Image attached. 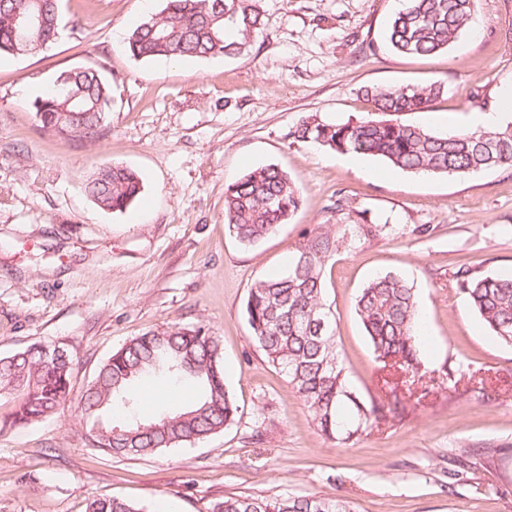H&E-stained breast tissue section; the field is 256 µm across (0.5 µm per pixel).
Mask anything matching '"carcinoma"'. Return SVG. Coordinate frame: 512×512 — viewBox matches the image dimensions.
<instances>
[{
  "label": "carcinoma",
  "instance_id": "obj_1",
  "mask_svg": "<svg viewBox=\"0 0 512 512\" xmlns=\"http://www.w3.org/2000/svg\"><path fill=\"white\" fill-rule=\"evenodd\" d=\"M476 4L477 0H405L389 22L387 40L405 56L446 51L468 28ZM60 8V0H0V56H26L55 44ZM31 13L41 15L42 21L23 36L17 20ZM263 25L260 0H165L161 12L131 30L126 49L146 61L232 57L252 47ZM60 76L71 98L52 85L32 103L36 120L58 135L100 137L111 112V83L91 67L66 70ZM444 92V86L435 84L367 87L363 96L386 118L345 124L307 118L289 136L341 153L380 157L411 173L455 177L511 170L512 122L438 135L398 119L428 108ZM76 104L79 117L61 119V113L74 111ZM141 189L139 173L123 166L95 172L85 184L94 202L112 212L127 209ZM300 204L299 189L286 171L274 165L257 167L226 187L224 224L239 242L252 245L287 223ZM346 241L343 225H316L285 274L252 285L245 307L253 340L268 362L287 376L314 427L343 443L406 411L399 400L389 409L366 405L349 387L336 348V317L325 297L327 264ZM453 279L491 335L511 347L512 277L483 275L461 265ZM355 312L376 361L421 377L420 318L413 283L392 272L379 274L361 289ZM72 372L71 353L51 344L33 343L0 357V399L16 402L0 420V431L56 414L69 400ZM149 378L192 382L197 394L177 411L140 420L136 406ZM115 407L125 410L123 420L104 419ZM76 410L86 419L81 434L85 446L109 455L144 456L222 431L235 421L239 406L225 384L219 337L203 325H174L132 338L113 352L86 386ZM86 512H145V507L118 498L93 499ZM210 512L356 510L336 498L238 495L212 503Z\"/></svg>",
  "mask_w": 512,
  "mask_h": 512
}]
</instances>
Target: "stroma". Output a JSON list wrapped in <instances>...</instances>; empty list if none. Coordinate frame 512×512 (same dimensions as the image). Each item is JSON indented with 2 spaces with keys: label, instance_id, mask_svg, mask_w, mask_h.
Returning <instances> with one entry per match:
<instances>
[{
  "label": "stroma",
  "instance_id": "stroma-1",
  "mask_svg": "<svg viewBox=\"0 0 512 512\" xmlns=\"http://www.w3.org/2000/svg\"><path fill=\"white\" fill-rule=\"evenodd\" d=\"M161 6L62 0L51 48L0 58V356L40 341L68 349L74 400L131 338L203 323L222 340L241 415L202 442L106 456L84 445L72 400L0 433V512H85L96 498L209 512L249 494L335 497L357 512H512V347L489 335L452 277L462 264L512 275V173L422 175L368 156L352 169L340 153L288 136L308 117L346 123L374 113L360 93L372 85L443 84L445 95L405 121L440 134L471 129L512 84V0H478L471 32L428 57L385 44L401 0H261L264 27L248 53L134 60L126 37ZM74 67L112 84V111L93 141L54 136L30 107ZM266 164L288 172L302 202L287 224L246 246L224 223V191ZM110 165L143 180L122 212L100 209L84 190ZM363 222L390 230L351 236L325 274L350 386L385 404L398 382L375 361L354 309L363 285L387 271L415 286L430 385L407 417L340 445L267 362L245 305L252 284L285 272L315 225ZM151 385L138 405L143 418L192 391L160 378ZM484 449L496 452L488 467Z\"/></svg>",
  "mask_w": 512,
  "mask_h": 512
}]
</instances>
